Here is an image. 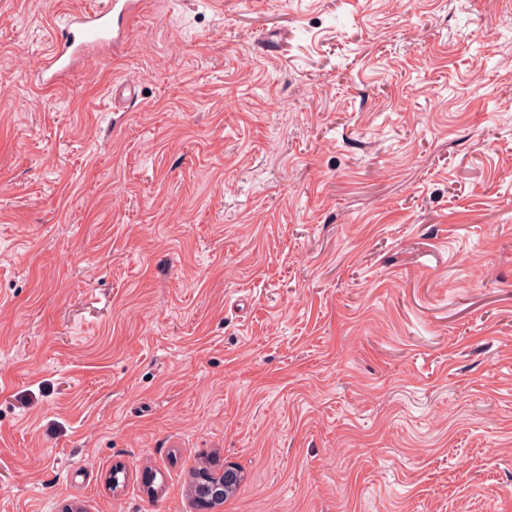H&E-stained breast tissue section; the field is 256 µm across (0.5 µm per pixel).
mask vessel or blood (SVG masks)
<instances>
[{
  "instance_id": "obj_1",
  "label": "vessel or blood",
  "mask_w": 512,
  "mask_h": 512,
  "mask_svg": "<svg viewBox=\"0 0 512 512\" xmlns=\"http://www.w3.org/2000/svg\"><path fill=\"white\" fill-rule=\"evenodd\" d=\"M135 7V0H106L103 8L67 16L58 28L55 49L42 63V85L55 87L70 73L77 58L120 40L133 18Z\"/></svg>"
}]
</instances>
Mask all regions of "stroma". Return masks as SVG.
Masks as SVG:
<instances>
[{
  "label": "stroma",
  "mask_w": 512,
  "mask_h": 512,
  "mask_svg": "<svg viewBox=\"0 0 512 512\" xmlns=\"http://www.w3.org/2000/svg\"><path fill=\"white\" fill-rule=\"evenodd\" d=\"M98 2L0 0V512H512V0H146L44 88ZM135 7L134 0H107L101 9L68 15L58 26L59 39L55 49L42 63V85L55 87L70 73L77 58L120 40L133 18Z\"/></svg>",
  "instance_id": "stroma-1"
}]
</instances>
